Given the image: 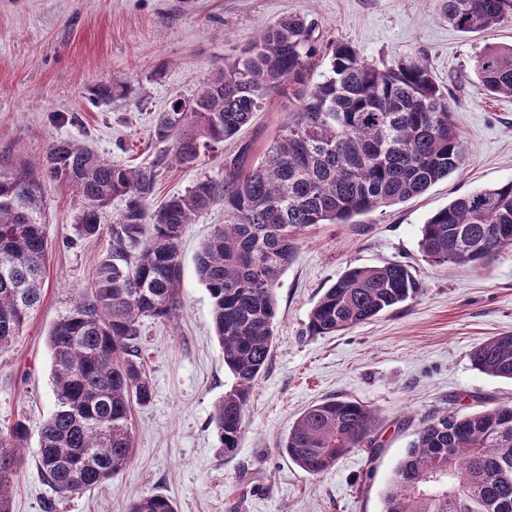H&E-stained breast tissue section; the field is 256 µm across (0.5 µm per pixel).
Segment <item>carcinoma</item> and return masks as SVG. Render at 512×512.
Returning <instances> with one entry per match:
<instances>
[{
  "label": "carcinoma",
  "mask_w": 512,
  "mask_h": 512,
  "mask_svg": "<svg viewBox=\"0 0 512 512\" xmlns=\"http://www.w3.org/2000/svg\"><path fill=\"white\" fill-rule=\"evenodd\" d=\"M448 23L478 33L512 19V0H444ZM317 25L292 16L265 27L244 57L197 94L161 113L153 136L182 164L233 139L271 92L294 105L273 143L253 157L244 144L206 179L155 206L152 166H117L93 149L57 138L38 165L0 164V350L19 336L42 296L48 259L44 180L71 184L83 206L80 238L101 233L104 210L125 199L112 225V255L73 290L66 314L48 332L54 409L40 435L42 479L61 494L107 483L133 452L131 409L153 386L141 357L145 319L169 322L180 308L179 244L194 217L224 204L196 259L212 301L214 335L234 383L211 416L224 450L243 433L244 410L269 363L276 288L294 262L301 235L316 224L357 216L425 193L462 164L465 148L443 87L416 60L378 68L348 43L336 44L328 73L314 79ZM483 94L512 95V46L484 49L474 61ZM126 92L117 83L91 90L99 100ZM189 112L181 111L184 104ZM419 247L437 265H485L512 248V181L460 196L432 214ZM423 283L401 262L350 267L308 315L311 336L342 333L413 300ZM478 371L512 379V334L475 347ZM376 414L328 398L302 412L281 449L319 476L354 449L374 447ZM24 422L0 430V512H11L16 448ZM128 512H177L163 495L137 496ZM382 512H512V405L479 413L443 411L423 421L396 466Z\"/></svg>",
  "instance_id": "carcinoma-1"
}]
</instances>
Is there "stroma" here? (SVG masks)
Returning a JSON list of instances; mask_svg holds the SVG:
<instances>
[{"label": "stroma", "instance_id": "1", "mask_svg": "<svg viewBox=\"0 0 512 512\" xmlns=\"http://www.w3.org/2000/svg\"><path fill=\"white\" fill-rule=\"evenodd\" d=\"M317 25L320 53L351 44L376 66L416 59L447 89L465 147L462 166L424 194L363 217L358 224L308 228L276 289L277 335L266 372L247 402L236 450L225 453L210 423L233 378L212 325L196 255L224 221L215 205L187 225L180 243L181 306L173 322L145 320L141 352L153 399L134 407L132 459L112 481L61 495L40 478V430L54 408L50 327L112 252L113 199L92 239L73 229L82 211L75 188L50 180L45 193L49 256L40 308L0 350V430L24 422L12 512H127L134 496L161 494L178 512H381L385 488L420 422L434 412L471 413L512 404V380L476 370L474 346L512 333V248L486 267L435 266L419 250L427 218L456 197L512 180V95L482 97L474 59L512 45V21L481 34L448 24L438 0H0V161L42 160L69 138L115 164L156 165L154 203L202 178L221 179L239 144L263 152L292 107L270 94L236 138L195 163L160 162L153 138L160 113L193 97L279 20ZM114 80L128 91L103 102L90 91ZM402 262L423 293L376 320L331 336L306 333L308 313L344 270ZM330 397L360 402L377 416L375 449L358 448L320 476L279 451L296 418Z\"/></svg>", "mask_w": 512, "mask_h": 512}]
</instances>
